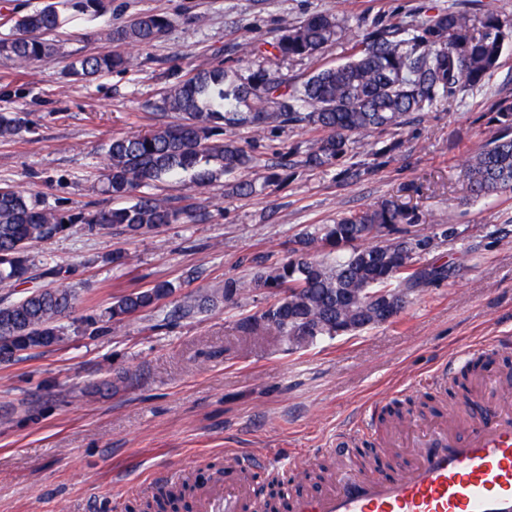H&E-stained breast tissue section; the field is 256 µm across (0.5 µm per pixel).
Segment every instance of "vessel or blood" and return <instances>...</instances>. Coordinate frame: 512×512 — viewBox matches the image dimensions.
<instances>
[{
	"label": "vessel or blood",
	"instance_id": "1",
	"mask_svg": "<svg viewBox=\"0 0 512 512\" xmlns=\"http://www.w3.org/2000/svg\"><path fill=\"white\" fill-rule=\"evenodd\" d=\"M416 457L392 475L346 464L314 496L293 498L290 512H512V404L496 399L475 412L465 435L413 423ZM201 512H267L233 473L215 479Z\"/></svg>",
	"mask_w": 512,
	"mask_h": 512
}]
</instances>
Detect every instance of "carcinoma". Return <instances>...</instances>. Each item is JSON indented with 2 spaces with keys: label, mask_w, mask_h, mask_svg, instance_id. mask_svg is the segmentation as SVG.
I'll return each instance as SVG.
<instances>
[{
  "label": "carcinoma",
  "mask_w": 512,
  "mask_h": 512,
  "mask_svg": "<svg viewBox=\"0 0 512 512\" xmlns=\"http://www.w3.org/2000/svg\"><path fill=\"white\" fill-rule=\"evenodd\" d=\"M77 13L97 15L106 0H69ZM66 19L58 3L21 14H0V59L28 68L56 51L55 36ZM172 24L168 16L144 12L110 28L106 37L114 49L98 55L76 56L70 74L87 80L109 72H124L132 59L123 46H149ZM349 36L352 54L344 62L316 69L298 83L259 67L242 74L238 61L199 65L168 86L154 109L158 126L145 134L114 138L106 150V192L124 204L91 212L56 211L41 207L36 195L0 190V286L14 288L32 279V250L65 234L76 224L91 232L144 235L190 216L166 198L144 196V185L186 175L194 187H205L231 176L232 193L255 192L250 178L258 159L245 147L224 139V128L247 126L272 134L286 126H311L323 132L297 160L290 148L263 176L266 188L284 181V172L301 165L329 169L339 165L360 140L393 130L441 98H453L484 86L499 66L512 30L498 15L454 3L430 2L418 19L393 16L369 25L344 13L317 12L284 21L271 41L248 40L236 47L240 57L267 59L314 58L326 46ZM496 135L467 158L464 177L471 197L512 192V100L490 108ZM20 112H0V137L27 129ZM420 220L414 208L383 199L344 212L333 224H317L295 240L288 257L265 267L252 278L226 280L210 294L188 295L172 312L177 318L230 302L246 290L264 294L275 303L240 323V332L290 336L305 328L310 336H331L336 318H346L341 296L349 289L400 288L411 296L416 288L447 276L448 265L423 264L426 242L403 238L382 240L381 233L401 230ZM320 247L336 258L315 259ZM285 288H298L293 300ZM174 285L157 281L150 288L115 296L107 308L108 322L121 324L131 315L150 310L173 293ZM77 294L69 288H37L17 301L0 302V360L16 353L51 347L61 341L59 320L71 311ZM193 491L186 479L160 488L145 502L144 512H179Z\"/></svg>",
  "instance_id": "1"
}]
</instances>
